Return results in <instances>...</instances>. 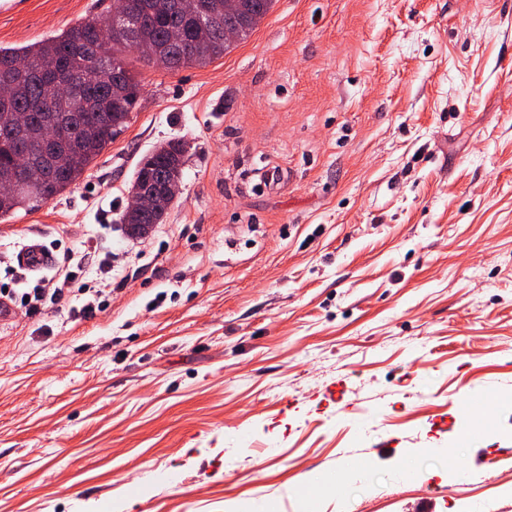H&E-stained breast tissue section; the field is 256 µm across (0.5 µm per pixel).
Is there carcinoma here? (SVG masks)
<instances>
[{
    "instance_id": "obj_1",
    "label": "carcinoma",
    "mask_w": 512,
    "mask_h": 512,
    "mask_svg": "<svg viewBox=\"0 0 512 512\" xmlns=\"http://www.w3.org/2000/svg\"><path fill=\"white\" fill-rule=\"evenodd\" d=\"M169 0H114L112 14L82 23L60 37L21 49L0 48V85L13 87L9 112L0 113V179L19 171L15 157L25 152L31 169L46 166L39 140L46 133L48 113L69 115L61 127L70 142L66 165L48 169L40 190L24 189L13 199L0 201V218L26 206L38 208L74 184L100 153L126 127L142 88L129 68L127 47L147 43L161 57L162 68L175 71L186 65H205L232 46L224 29L205 24L211 14H224V0H197L195 13L168 7ZM244 29L254 30L250 17L265 16L273 0H242ZM26 59L28 69L18 70L16 60ZM184 143L167 142V149L146 160L134 175L151 189L162 180L182 173ZM164 216L141 219L127 211L120 218L132 237L148 233L150 224Z\"/></svg>"
}]
</instances>
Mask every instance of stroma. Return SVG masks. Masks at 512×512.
<instances>
[{"instance_id": "obj_1", "label": "stroma", "mask_w": 512, "mask_h": 512, "mask_svg": "<svg viewBox=\"0 0 512 512\" xmlns=\"http://www.w3.org/2000/svg\"><path fill=\"white\" fill-rule=\"evenodd\" d=\"M111 9L0 0V47ZM131 67L124 132L0 219V285L53 286L38 242L89 287L0 325V512H512V0H275L222 58ZM168 149L154 154L151 152L149 159L146 156L139 162L131 187L141 181L150 189H157L164 178L180 174L182 177L184 164V143L182 140H169L166 144ZM146 160L144 166L143 162ZM179 187L180 179H172L168 192L159 198L147 197L139 188H133L129 194L131 205L128 207V210L131 212L149 211L151 213L168 210L177 198ZM166 214L167 212L165 214L156 216L154 217L153 220H143L138 216L130 214L127 210H124V212L121 215L120 221L128 235L138 238L139 236L147 234L149 229L152 227L144 226L143 224H161ZM17 261L19 268L33 274L49 271L56 263L54 255L38 243L22 246L17 252Z\"/></svg>"}]
</instances>
